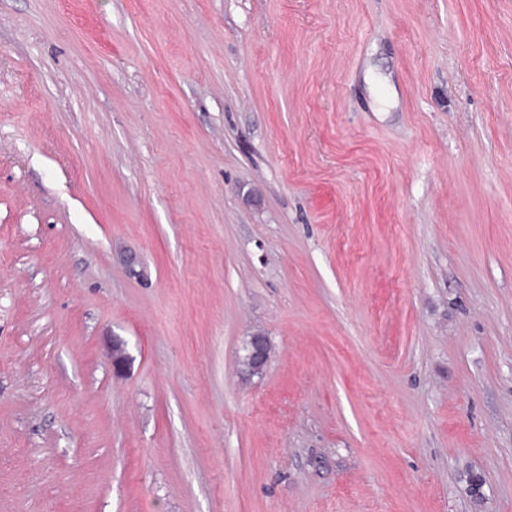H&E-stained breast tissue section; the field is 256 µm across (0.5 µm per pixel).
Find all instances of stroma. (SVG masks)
<instances>
[{
  "mask_svg": "<svg viewBox=\"0 0 512 512\" xmlns=\"http://www.w3.org/2000/svg\"><path fill=\"white\" fill-rule=\"evenodd\" d=\"M0 512H512V0H0Z\"/></svg>",
  "mask_w": 512,
  "mask_h": 512,
  "instance_id": "stroma-1",
  "label": "stroma"
}]
</instances>
